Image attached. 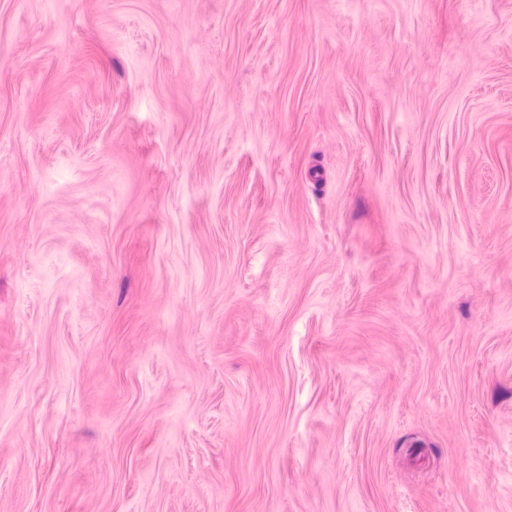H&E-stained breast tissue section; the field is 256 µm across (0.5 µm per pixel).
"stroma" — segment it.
Here are the masks:
<instances>
[{"label": "stroma", "mask_w": 512, "mask_h": 512, "mask_svg": "<svg viewBox=\"0 0 512 512\" xmlns=\"http://www.w3.org/2000/svg\"><path fill=\"white\" fill-rule=\"evenodd\" d=\"M0 512H512V0H0Z\"/></svg>", "instance_id": "stroma-1"}]
</instances>
